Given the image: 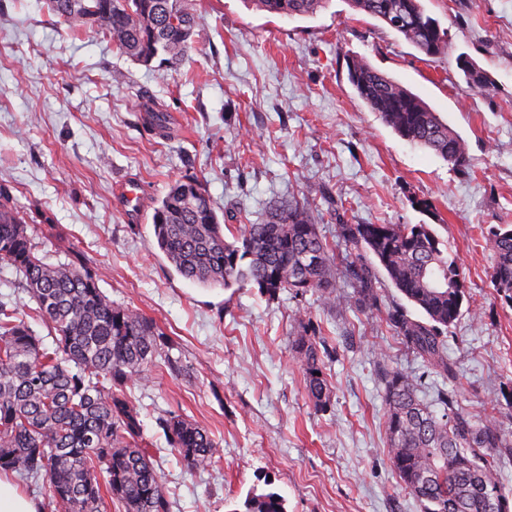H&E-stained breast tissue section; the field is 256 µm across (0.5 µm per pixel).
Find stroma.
<instances>
[{
  "label": "stroma",
  "instance_id": "stroma-1",
  "mask_svg": "<svg viewBox=\"0 0 512 512\" xmlns=\"http://www.w3.org/2000/svg\"><path fill=\"white\" fill-rule=\"evenodd\" d=\"M193 49L174 68L115 50L102 30L69 31L43 0H0V191L40 254L82 251L114 303L152 319L169 342L130 392L173 512H242L248 494L278 492L287 512H422L394 471L377 362L490 409L512 433V306L491 280V228L512 224V0H422L448 50L419 53L373 18L331 0L312 17H280L251 0H190ZM419 94L460 135L456 167L411 145L358 98L350 58ZM483 69L488 91L459 68ZM199 179L218 216L261 223L269 205L308 200L337 255L377 262L339 235L343 224H430L462 268L466 297L444 335L457 372L428 369L385 322L404 299L383 275L377 304H327L320 293L206 288L180 277L150 219L170 183ZM141 184L142 224L117 202ZM429 209H419V201ZM325 338L332 386L315 408L291 342L298 315ZM176 412L218 444L188 473L161 429Z\"/></svg>",
  "mask_w": 512,
  "mask_h": 512
}]
</instances>
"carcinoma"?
Masks as SVG:
<instances>
[{
	"mask_svg": "<svg viewBox=\"0 0 512 512\" xmlns=\"http://www.w3.org/2000/svg\"><path fill=\"white\" fill-rule=\"evenodd\" d=\"M281 17L310 16L327 0H255ZM387 25L421 53L444 52L446 32L421 0H348ZM49 12L71 29L105 30L128 58L180 64L193 46L196 18L188 0H46ZM467 83L486 89L474 64L461 65ZM357 96L402 139L432 150L454 166L466 164L464 143L439 113L399 81L367 62L349 60ZM159 249L178 274L203 287L256 285L274 297L283 291H317L329 303L350 302L336 293L337 263L310 208L290 202L272 208L260 224H240L228 241L200 181L185 176L169 185L155 207ZM340 236L371 253L398 292L426 317L396 306L386 321L407 348L436 372L454 376L443 333L461 315L464 278L457 258L430 224H341ZM491 282L512 305V224L489 231ZM0 264L12 267L35 302V316L54 332V348L26 321V312L0 301V472L25 479L45 477L49 494L41 512H172L173 503L149 454L140 410L127 389L148 378L161 354L163 333L136 310L112 303L80 253L51 263L38 254L29 226L0 191ZM345 274L362 301L376 304L371 268L350 262ZM320 338L300 333L294 358L307 395L324 407L332 389L323 371ZM387 397L385 433L390 460L404 491L423 512H512L494 477L497 460L512 457V435L487 412L458 406L446 393L436 416L418 398L407 375L380 362ZM158 425L190 472L215 463L210 433L174 412ZM246 512H286L276 492L248 495Z\"/></svg>",
	"mask_w": 512,
	"mask_h": 512,
	"instance_id": "cac0c4a2",
	"label": "carcinoma"
}]
</instances>
